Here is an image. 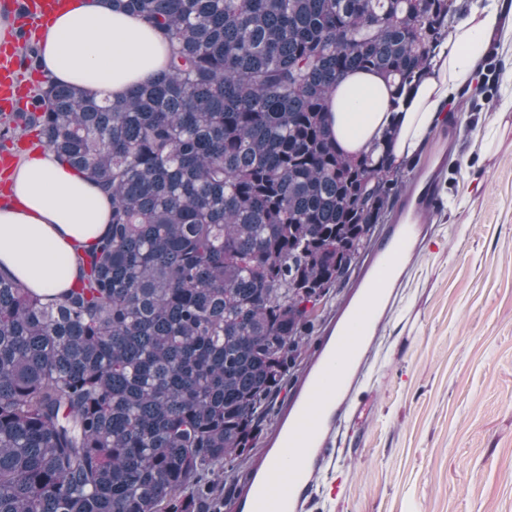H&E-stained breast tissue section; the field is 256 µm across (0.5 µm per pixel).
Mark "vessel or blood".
Masks as SVG:
<instances>
[{"mask_svg":"<svg viewBox=\"0 0 512 512\" xmlns=\"http://www.w3.org/2000/svg\"><path fill=\"white\" fill-rule=\"evenodd\" d=\"M57 0H0V10L20 16L14 39L0 44V111L11 112L24 96L17 77L16 43L44 25ZM440 207L435 177H417L396 206L394 219L363 261L336 319L312 348L304 374L267 450L275 466L259 463L240 494L237 512H303L316 481L337 453L333 439L346 419L367 420L371 398L357 399L372 348L404 278Z\"/></svg>","mask_w":512,"mask_h":512,"instance_id":"obj_1","label":"vessel or blood"}]
</instances>
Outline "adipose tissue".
Returning <instances> with one entry per match:
<instances>
[{
    "instance_id": "ef3b65f1",
    "label": "adipose tissue",
    "mask_w": 512,
    "mask_h": 512,
    "mask_svg": "<svg viewBox=\"0 0 512 512\" xmlns=\"http://www.w3.org/2000/svg\"><path fill=\"white\" fill-rule=\"evenodd\" d=\"M503 11L502 0H475L399 112L390 110L391 89L383 78L369 72L348 75L329 105V128L340 147L359 154L389 128L395 159L416 155L492 38L512 36ZM168 53L161 32L116 13L110 0H72L43 31L39 68L46 81L113 98L162 68ZM10 198L0 207V270L51 300L79 279L72 243L104 232L109 204L49 150L16 167Z\"/></svg>"
}]
</instances>
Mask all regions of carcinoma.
Segmentation results:
<instances>
[{
	"mask_svg": "<svg viewBox=\"0 0 512 512\" xmlns=\"http://www.w3.org/2000/svg\"><path fill=\"white\" fill-rule=\"evenodd\" d=\"M164 32L118 99L46 85L41 144L111 206L53 304L0 272V512H219L316 329L406 189L326 122L356 71L402 93L456 0H112Z\"/></svg>",
	"mask_w": 512,
	"mask_h": 512,
	"instance_id": "1",
	"label": "carcinoma"
}]
</instances>
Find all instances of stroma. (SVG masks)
Masks as SVG:
<instances>
[{
    "instance_id": "1",
    "label": "stroma",
    "mask_w": 512,
    "mask_h": 512,
    "mask_svg": "<svg viewBox=\"0 0 512 512\" xmlns=\"http://www.w3.org/2000/svg\"><path fill=\"white\" fill-rule=\"evenodd\" d=\"M486 60L488 94L448 107L447 198L372 354V415L341 428L310 512H512V123L483 147L512 51Z\"/></svg>"
}]
</instances>
